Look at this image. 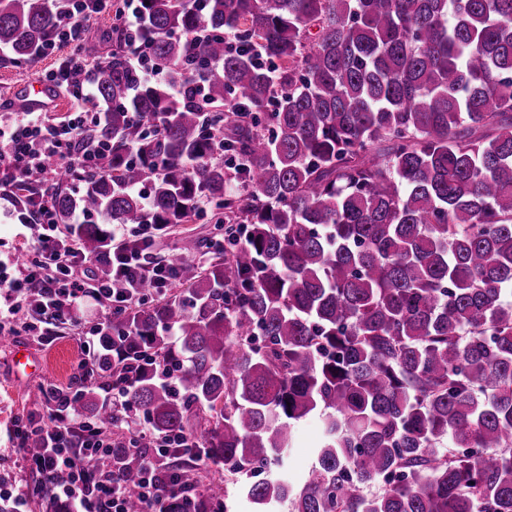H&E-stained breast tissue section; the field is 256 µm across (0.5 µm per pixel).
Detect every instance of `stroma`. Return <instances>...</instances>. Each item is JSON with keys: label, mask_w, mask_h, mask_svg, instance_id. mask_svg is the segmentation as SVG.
<instances>
[{"label": "stroma", "mask_w": 512, "mask_h": 512, "mask_svg": "<svg viewBox=\"0 0 512 512\" xmlns=\"http://www.w3.org/2000/svg\"><path fill=\"white\" fill-rule=\"evenodd\" d=\"M73 48L62 45L55 55L41 58L36 66L0 64V110L12 112L16 109L17 89L20 85L45 75L55 69L58 58L68 56ZM9 202L0 200V261L25 256L32 237L40 233L37 224L21 226L15 224L8 213ZM199 238L203 245H210L218 239L219 231L209 220L194 224H182L168 229L157 236L152 249V258L163 261L176 254L183 235ZM56 340L49 345H40L24 331H16L7 345H0V479L8 481L22 475L21 463L13 453L11 430L16 419L41 410L43 387L52 385L68 389L78 380L77 362L78 337L73 327L60 325ZM27 349L30 360L18 365L14 362L15 347ZM25 476V475H22ZM34 493L27 503L28 512H47V505L53 492L41 488L36 475L25 476Z\"/></svg>", "instance_id": "stroma-1"}]
</instances>
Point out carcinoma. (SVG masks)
<instances>
[{
  "label": "carcinoma",
  "mask_w": 512,
  "mask_h": 512,
  "mask_svg": "<svg viewBox=\"0 0 512 512\" xmlns=\"http://www.w3.org/2000/svg\"><path fill=\"white\" fill-rule=\"evenodd\" d=\"M139 10L144 62L181 94L129 66L118 24L110 57L78 45L104 112L85 138L106 158L59 170L57 221L102 277L109 224L170 228L209 205L227 247L98 337L77 411L112 433L128 512H146L143 449L119 434L133 412L196 440L170 458L186 512H218L230 483L251 512H512V0ZM57 25L48 0H0L11 62L36 64ZM199 247L183 237L172 262ZM102 383L122 405L102 406ZM316 412L307 475L267 477ZM209 463L224 473L206 482Z\"/></svg>",
  "instance_id": "carcinoma-1"
}]
</instances>
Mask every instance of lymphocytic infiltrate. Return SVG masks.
Here are the masks:
<instances>
[{
  "label": "lymphocytic infiltrate",
  "mask_w": 512,
  "mask_h": 512,
  "mask_svg": "<svg viewBox=\"0 0 512 512\" xmlns=\"http://www.w3.org/2000/svg\"><path fill=\"white\" fill-rule=\"evenodd\" d=\"M51 2L60 23L37 48L40 56L52 54L61 43L82 40L89 20L110 6V0ZM49 79L61 86H80L77 109L54 123L41 112L0 114V199L13 201L16 190L34 170L42 172L46 189L53 185L61 167L74 164L88 171L103 167V148L79 142L80 133L100 119L83 60L76 56L60 59ZM13 214L19 224H38L42 231L32 243L34 257L28 264L19 266L13 276L0 272V298L5 301L0 308V333L13 331L20 315L25 318V332L43 343L53 340L57 325L79 328L81 379L94 382L97 331L88 324L89 311L109 318L115 309L142 301L143 285L164 292L183 278L185 269L172 262L149 260L148 249L160 227L143 225L135 240L123 239L112 247V273L124 278L127 285L121 295L108 279L89 273L88 256L72 241L56 236L52 199L45 190L25 204H15ZM80 394L77 388L66 392L47 389L45 413L16 420L12 439L17 449L23 452L33 433L42 441L38 455L23 452L22 467L39 475L72 512H126V490L106 465L112 455V440L90 419L76 413L74 405ZM126 433L149 449L140 463L141 499L151 507L159 506L166 497L184 500L185 491L166 459L173 449L191 447V440L184 435L151 433L137 416L128 422Z\"/></svg>",
  "instance_id": "obj_1"
}]
</instances>
